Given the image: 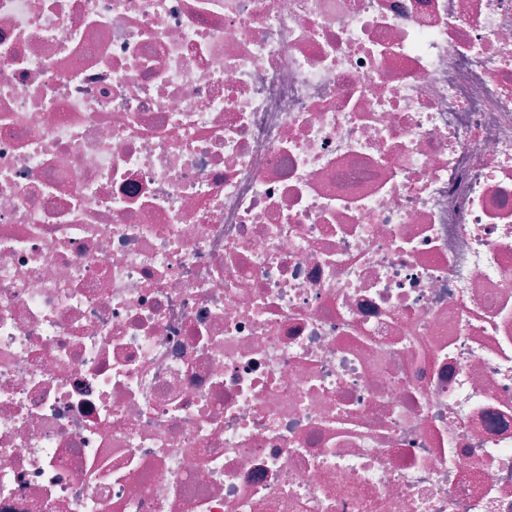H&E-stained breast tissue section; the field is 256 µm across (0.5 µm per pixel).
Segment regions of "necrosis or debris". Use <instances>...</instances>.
I'll return each instance as SVG.
<instances>
[{
	"instance_id": "1",
	"label": "necrosis or debris",
	"mask_w": 512,
	"mask_h": 512,
	"mask_svg": "<svg viewBox=\"0 0 512 512\" xmlns=\"http://www.w3.org/2000/svg\"><path fill=\"white\" fill-rule=\"evenodd\" d=\"M0 512H512V0H0Z\"/></svg>"
}]
</instances>
